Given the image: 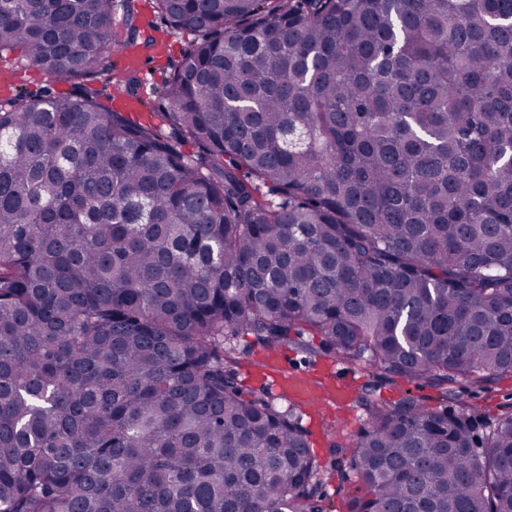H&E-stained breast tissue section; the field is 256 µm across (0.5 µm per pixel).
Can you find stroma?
I'll return each instance as SVG.
<instances>
[{
	"mask_svg": "<svg viewBox=\"0 0 512 512\" xmlns=\"http://www.w3.org/2000/svg\"><path fill=\"white\" fill-rule=\"evenodd\" d=\"M135 24L142 57L137 69L141 81L138 94L157 102L161 99L171 62L191 48L195 37L189 31L174 30L166 35L164 46L153 45L150 38L155 35L160 20L148 0H141ZM4 80L9 81L10 86L5 91L0 89V98L8 92L37 95L46 89L66 96L73 90L72 83L53 81L17 58L0 63V82ZM276 354L286 362L289 372L319 378L332 370L345 376L350 384L346 403L332 400L297 403L279 394L272 378L264 376V360L269 351L254 337H238L224 343V362L235 370L240 383L279 408L292 410L307 430L322 474L316 492L325 499L328 512H348L350 502L363 493V486L350 467L348 450L366 427L370 406L393 404L411 397L436 411L466 414L474 420L473 436L478 442L500 417L512 411V374L497 377L486 385L463 380L448 394L444 389L425 383L385 376L371 366L341 359L333 352L318 348L310 354L288 346L277 349Z\"/></svg>",
	"mask_w": 512,
	"mask_h": 512,
	"instance_id": "obj_1",
	"label": "stroma"
}]
</instances>
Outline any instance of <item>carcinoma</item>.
Returning a JSON list of instances; mask_svg holds the SVG:
<instances>
[{
	"label": "carcinoma",
	"instance_id": "carcinoma-1",
	"mask_svg": "<svg viewBox=\"0 0 512 512\" xmlns=\"http://www.w3.org/2000/svg\"><path fill=\"white\" fill-rule=\"evenodd\" d=\"M163 124L0 99V512H326L224 338L411 382L512 374V0H152ZM135 0H0V62L137 46ZM190 142L193 154L180 145ZM349 512H512V412L374 408Z\"/></svg>",
	"mask_w": 512,
	"mask_h": 512
}]
</instances>
